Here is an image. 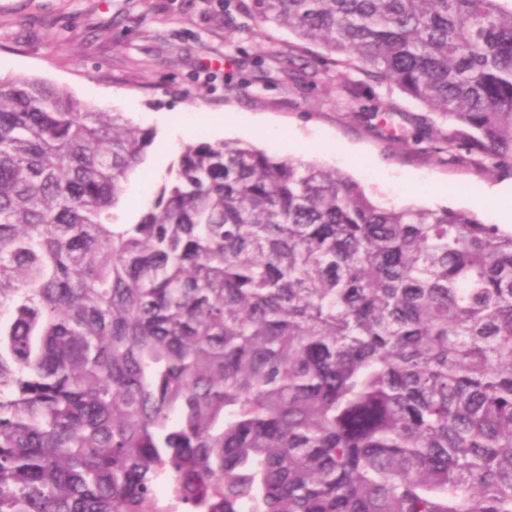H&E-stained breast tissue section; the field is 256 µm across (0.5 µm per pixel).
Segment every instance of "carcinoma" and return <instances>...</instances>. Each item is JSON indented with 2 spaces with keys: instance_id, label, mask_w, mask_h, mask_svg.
Here are the masks:
<instances>
[{
  "instance_id": "cac0c4a2",
  "label": "carcinoma",
  "mask_w": 512,
  "mask_h": 512,
  "mask_svg": "<svg viewBox=\"0 0 512 512\" xmlns=\"http://www.w3.org/2000/svg\"><path fill=\"white\" fill-rule=\"evenodd\" d=\"M512 172V0H251ZM0 78V512H512V231ZM169 486L166 498L157 493Z\"/></svg>"
}]
</instances>
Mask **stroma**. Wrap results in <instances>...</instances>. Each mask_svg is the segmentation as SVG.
I'll use <instances>...</instances> for the list:
<instances>
[{
  "instance_id": "35a3bbf8",
  "label": "stroma",
  "mask_w": 512,
  "mask_h": 512,
  "mask_svg": "<svg viewBox=\"0 0 512 512\" xmlns=\"http://www.w3.org/2000/svg\"><path fill=\"white\" fill-rule=\"evenodd\" d=\"M248 4L0 0V75L42 80L154 130L125 187L124 223L138 218L186 144L214 141V115L225 141L342 171L380 203L448 207L495 223L499 204L487 192L511 187L512 173L449 163L435 144L446 120L257 22ZM260 118L291 140L258 127Z\"/></svg>"
}]
</instances>
